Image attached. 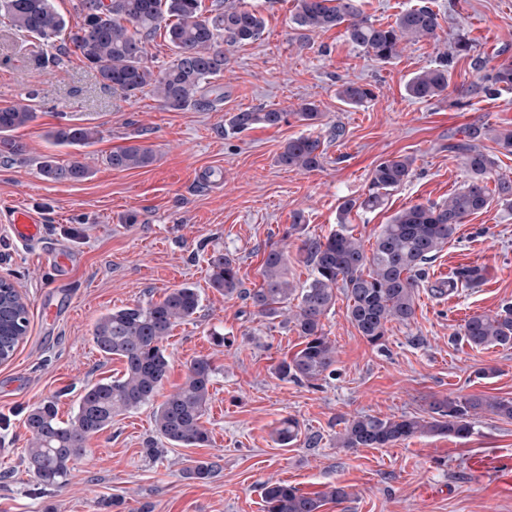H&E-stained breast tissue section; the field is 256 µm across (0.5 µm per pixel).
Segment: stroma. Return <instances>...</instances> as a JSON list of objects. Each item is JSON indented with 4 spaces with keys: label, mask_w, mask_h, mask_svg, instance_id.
<instances>
[{
    "label": "stroma",
    "mask_w": 512,
    "mask_h": 512,
    "mask_svg": "<svg viewBox=\"0 0 512 512\" xmlns=\"http://www.w3.org/2000/svg\"><path fill=\"white\" fill-rule=\"evenodd\" d=\"M246 3L263 17V34L229 48L223 75L211 81L222 101L206 110L168 111L148 91L125 97L76 54L15 33L0 17V106L23 100L35 111L12 134L23 155L0 162V209H36L46 245H62L75 258L69 289L57 291L35 247L0 223V277L14 282L30 319L13 357L0 363V512H100L99 501L112 497L131 512L145 504L152 512H263L262 488L277 481L305 493L346 487L349 499L327 503L322 512H512V472L498 465L512 454V422L492 413L474 417L463 438L419 434L388 448L336 445L346 420L361 414L423 416L433 400L455 394L512 397V348L476 350L461 336L472 315L512 303L511 212L494 202L458 226L418 285L413 319L389 324L384 347L359 335L347 299L337 295L322 320L336 346V374L316 388L276 375L299 348L293 322L257 316L249 301L221 295L208 280V259L221 251L235 259L244 288L258 287L265 252L284 245L288 278L303 286L311 272L303 240L336 229L341 202L365 196L382 159L414 156V171L381 208L351 214L349 225L364 246L398 211L458 190L468 175L449 143L481 127L512 126V89L491 96L472 89L482 68L512 61V0H358L365 15L383 24L423 3L440 14V41L408 45L390 62L352 47L339 28L311 34L308 46H300L291 28L294 0ZM460 34L473 45L465 57L453 53ZM443 58L453 74L444 98L409 99L407 80ZM347 80L371 85L374 99L361 107L340 102L336 88ZM307 101L319 107L318 125L291 120L240 133L225 129L230 113L292 112ZM73 123L97 128L98 138L86 147L54 144L51 132ZM300 135L324 141L321 169L276 164L286 142ZM133 144L153 148V164L112 169L106 161L112 149ZM47 155L61 164L81 160L91 175L48 180L39 169ZM297 212L303 221L296 228ZM463 265L484 267V282L444 291ZM183 285L196 288L200 307L165 343L170 368L161 392L183 382L193 359L211 361V400L202 419L209 443L171 447L157 435L148 405L91 437L66 486L40 485L24 462L27 411L52 397L60 418L69 420L85 385L123 369L94 346L95 321ZM215 331L232 346L214 344ZM288 417L299 421L302 434L284 448L272 431ZM196 460L214 463L210 480L183 476Z\"/></svg>",
    "instance_id": "obj_1"
}]
</instances>
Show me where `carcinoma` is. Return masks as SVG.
Instances as JSON below:
<instances>
[{"label":"carcinoma","instance_id":"1","mask_svg":"<svg viewBox=\"0 0 512 512\" xmlns=\"http://www.w3.org/2000/svg\"><path fill=\"white\" fill-rule=\"evenodd\" d=\"M83 23L69 34L64 51L78 54L94 69L104 85L127 97L151 92L171 111L209 109L221 101L207 97L211 80L224 73L227 64L224 46L252 43L264 30V19L246 8L241 0H216L213 13L203 15L202 0H77ZM0 16L7 18L19 33L55 41L66 28L64 18L52 0H0ZM292 23L297 38L314 32L344 27L346 40L355 48L382 62L398 58L409 44L440 40L439 14L423 4L403 11L392 23L382 24L363 15L356 0H295ZM165 30L173 58L156 71L145 61L146 43ZM448 59L414 74L405 85L407 96L429 102L444 96L451 84ZM512 87V63L504 61L480 76L479 87L492 94L500 87ZM337 98L358 107L374 97L371 89L345 81L336 89ZM308 126L322 113L313 102L300 105L293 113L276 108L234 112L228 119L231 129L243 131L255 125L278 126L288 116ZM34 119L28 104L0 106V157L8 163L22 155L24 146L11 132ZM98 131L84 125L58 128L51 134L61 145L85 146L96 140ZM493 141L512 155V127H488L474 131L468 139L448 144V151L462 157L468 180L461 189L442 202L414 204L396 213L381 226L371 251L344 224L355 208L375 209L384 197L399 188L413 174L414 158L399 156L380 161L371 171L367 196L359 201L346 199L339 206V228L322 238L303 241L302 250L311 265V277L301 288L288 280V251L272 246L265 253L259 287L244 292L255 312L275 318L297 301L292 315L302 337V348L277 367L280 379L310 386L336 372V346L323 331L322 318L336 302V292L348 300V314L359 334L381 348L392 322L408 323L415 315V288L425 274V266L448 244L458 225L487 209L491 195L512 211V179L494 176L497 161L479 137ZM325 155L318 137L300 135L288 140L277 156L285 168L311 172L322 166ZM155 159L152 148L130 145L107 157L114 169L133 170L149 166ZM41 174L53 181H82L89 167L75 159L60 164L51 156L40 163ZM495 178L494 192L487 180ZM210 283L226 296L241 293V279L235 261L217 251L208 261ZM485 279L484 268L473 265L456 270L448 279V290L464 286L476 288ZM200 298L190 286L171 289L161 301L114 309L98 318L93 343L106 357L124 364L121 376L86 386L67 422L58 418L56 400L45 399L27 413L24 424L30 434L25 462L38 482L45 486L67 484L70 465L88 453L87 440L112 426V419L153 403L169 371L165 341L174 326L189 321L197 313ZM29 313L15 286L0 279V361L10 359L26 336ZM466 343L476 349L490 346L512 347V306L495 314H475L462 328ZM214 368L204 358L193 359L184 382L165 396L154 411L156 433L173 447L203 446L209 442L201 419L209 405ZM489 411L512 420V398L456 395L430 404L426 416L401 415L379 418L360 415L348 421L337 436L340 448H383L404 442L418 434L463 437L470 432V419ZM301 428L288 418L274 431L282 447L294 444ZM215 465L196 461L184 475L207 481ZM266 512H322L326 502L339 503L349 497L345 488L330 485L322 492L307 494L285 482L267 483L262 492Z\"/></svg>","mask_w":512,"mask_h":512}]
</instances>
